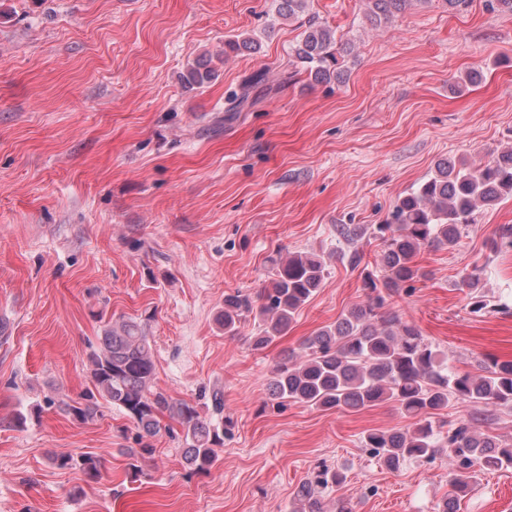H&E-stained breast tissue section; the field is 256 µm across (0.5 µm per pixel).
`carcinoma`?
Masks as SVG:
<instances>
[{"mask_svg": "<svg viewBox=\"0 0 512 512\" xmlns=\"http://www.w3.org/2000/svg\"><path fill=\"white\" fill-rule=\"evenodd\" d=\"M277 13L293 19L305 12L308 0H276ZM368 20L378 24L393 17L405 0H368ZM255 53L257 43L249 38L225 41L224 55ZM302 72L316 83L341 81L340 57L351 46L329 26L310 18L293 48ZM215 70L205 64L188 69L185 85L201 87L212 81ZM253 85L243 87L230 108L241 112L253 106ZM512 198V148L484 164L441 159L429 177L399 199L384 224L373 228L381 241V273L365 274V299L335 324L307 337L299 351L276 362L269 380L271 400L278 407L302 403L322 410H359L391 403L416 419L414 427L372 431L361 439V447L379 457L391 471L406 462L449 456L454 469L449 484L459 493L474 486L482 473L512 467V443H502L477 431L462 418L442 436L434 428V415L451 402L473 407L497 405L512 408V360L494 361L478 372H459L446 363L441 350L426 339L412 322L385 310L388 298L426 277L416 257L426 247L450 248L468 227L476 223L482 207ZM366 233L361 226L342 224L337 234L349 245V262L356 267L362 255L358 243ZM334 253L295 252L274 260L275 273L255 293L224 295V312L219 323L224 334L235 336L246 323H253L252 347L264 349L288 333L299 310L321 288ZM463 283L474 293L471 312H497L483 294H477L480 275L470 273ZM87 369L93 390L84 401L46 399L79 423L100 412L99 401L128 416L136 429V448L127 449L129 467L143 475L142 465L154 452L147 437L158 435L170 419L181 427L182 458L192 474L208 472L219 460L224 445V392H209L203 417L197 406L175 400L154 387L155 362L146 323L128 318L103 325L98 345L87 354ZM59 468L77 467L97 479L103 458L86 453L78 458L51 456ZM343 479L337 470L322 468L299 487L291 512H328L323 490Z\"/></svg>", "mask_w": 512, "mask_h": 512, "instance_id": "obj_1", "label": "carcinoma"}]
</instances>
